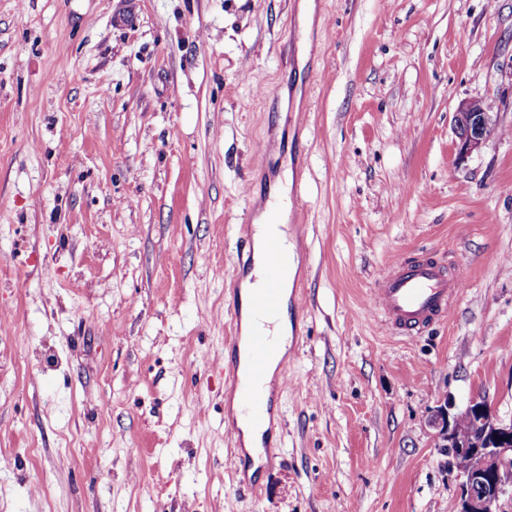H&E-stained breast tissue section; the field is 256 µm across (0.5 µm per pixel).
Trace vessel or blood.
I'll return each instance as SVG.
<instances>
[{
  "label": "vessel or blood",
  "instance_id": "b4317fda",
  "mask_svg": "<svg viewBox=\"0 0 512 512\" xmlns=\"http://www.w3.org/2000/svg\"><path fill=\"white\" fill-rule=\"evenodd\" d=\"M287 268L286 256L278 241H269L265 257V277L251 293L248 304L256 317L249 336L233 332L226 347L246 345L248 366H241L235 354L226 359L230 388L242 400L254 427H264L271 404L263 389L267 362L277 348L270 327L282 307L281 281ZM467 286L462 276H449L444 264L430 257L396 256L389 262L374 290V304L392 333L420 334L446 322L457 298Z\"/></svg>",
  "mask_w": 512,
  "mask_h": 512
}]
</instances>
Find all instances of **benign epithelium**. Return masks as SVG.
<instances>
[{
    "label": "benign epithelium",
    "instance_id": "7a95c632",
    "mask_svg": "<svg viewBox=\"0 0 512 512\" xmlns=\"http://www.w3.org/2000/svg\"><path fill=\"white\" fill-rule=\"evenodd\" d=\"M485 99L459 103L455 115L458 155L464 158L490 138L497 125L495 113L484 109ZM467 418L473 430L460 429ZM436 446L444 449L448 474L459 480L457 512H505L512 502V418L499 417L484 399H474L462 410L449 401L430 415Z\"/></svg>",
    "mask_w": 512,
    "mask_h": 512
}]
</instances>
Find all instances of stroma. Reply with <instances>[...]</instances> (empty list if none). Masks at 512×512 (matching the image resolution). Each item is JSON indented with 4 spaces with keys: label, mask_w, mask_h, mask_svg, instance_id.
<instances>
[{
    "label": "stroma",
    "mask_w": 512,
    "mask_h": 512,
    "mask_svg": "<svg viewBox=\"0 0 512 512\" xmlns=\"http://www.w3.org/2000/svg\"><path fill=\"white\" fill-rule=\"evenodd\" d=\"M282 181L303 325L251 473L224 338ZM420 249L468 288L403 338L371 294ZM447 398L512 417V0H0V512H456ZM485 99L471 98L459 103L455 115L457 150L460 158L467 157L491 137L486 131L495 128L497 121L495 112L484 109Z\"/></svg>",
    "instance_id": "obj_1"
}]
</instances>
